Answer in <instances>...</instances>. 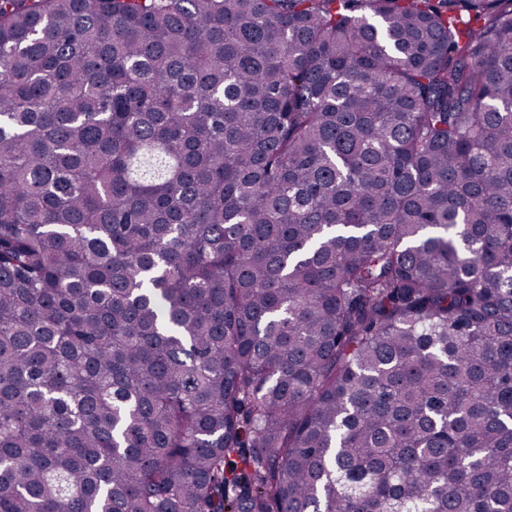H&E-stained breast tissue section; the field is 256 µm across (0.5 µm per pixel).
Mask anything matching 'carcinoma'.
Returning a JSON list of instances; mask_svg holds the SVG:
<instances>
[{"label":"carcinoma","instance_id":"obj_1","mask_svg":"<svg viewBox=\"0 0 512 512\" xmlns=\"http://www.w3.org/2000/svg\"><path fill=\"white\" fill-rule=\"evenodd\" d=\"M0 512H512V0H0Z\"/></svg>","mask_w":512,"mask_h":512}]
</instances>
